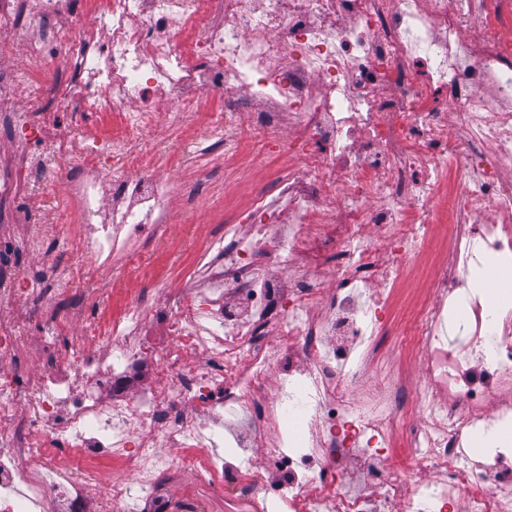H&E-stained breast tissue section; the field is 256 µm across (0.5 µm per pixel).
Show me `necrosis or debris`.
Returning <instances> with one entry per match:
<instances>
[{"label":"necrosis or debris","mask_w":512,"mask_h":512,"mask_svg":"<svg viewBox=\"0 0 512 512\" xmlns=\"http://www.w3.org/2000/svg\"><path fill=\"white\" fill-rule=\"evenodd\" d=\"M161 130L237 180L290 163L204 237L176 301L83 309L85 260L149 275L175 221ZM20 131L40 150L0 151V260H41L56 186L79 260L0 270V512H512V450L470 458L512 425V309L468 288L512 268V0H0V138ZM436 249L402 332L398 290ZM70 212V201L64 194L59 193L55 198L52 208L47 211L38 210L35 218L39 221H45L44 224H69Z\"/></svg>","instance_id":"1"}]
</instances>
